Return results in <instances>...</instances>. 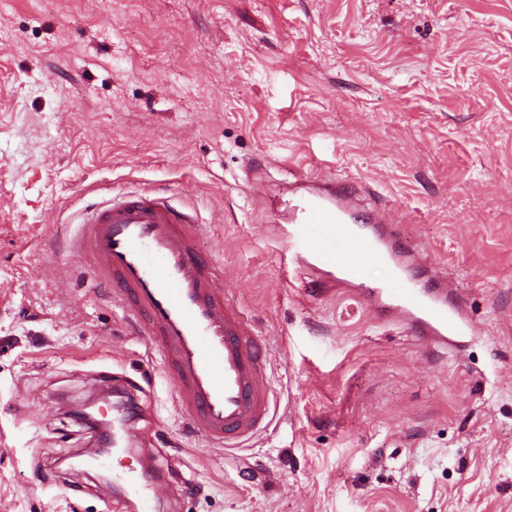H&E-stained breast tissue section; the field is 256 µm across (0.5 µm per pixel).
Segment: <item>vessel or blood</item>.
I'll list each match as a JSON object with an SVG mask.
<instances>
[{"mask_svg":"<svg viewBox=\"0 0 512 512\" xmlns=\"http://www.w3.org/2000/svg\"><path fill=\"white\" fill-rule=\"evenodd\" d=\"M75 217L80 231L71 254L92 258L93 274L133 314L140 336L164 346L177 402L207 443L230 448L268 426L274 401L262 340L227 300L213 261L193 250L201 230L196 208L175 205L156 190L119 199L97 193L82 201ZM287 241L292 258L307 268L322 247L336 246L328 279L416 335L453 350L473 331L462 304L449 299L447 283L422 284L411 251L365 211L351 186L291 200ZM379 263L390 279L367 280V270ZM123 479L139 512H155L158 486L141 485L132 473Z\"/></svg>","mask_w":512,"mask_h":512,"instance_id":"vessel-or-blood-1","label":"vessel or blood"}]
</instances>
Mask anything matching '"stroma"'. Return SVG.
I'll return each mask as SVG.
<instances>
[{
	"label": "stroma",
	"mask_w": 512,
	"mask_h": 512,
	"mask_svg": "<svg viewBox=\"0 0 512 512\" xmlns=\"http://www.w3.org/2000/svg\"><path fill=\"white\" fill-rule=\"evenodd\" d=\"M346 180L476 326L448 351L288 255ZM194 203L265 345L270 425L209 447L64 241L89 189ZM512 512V0H0V512ZM116 477L127 482L138 497L140 512H154L158 500L160 485L143 486L139 484L136 475L133 473H118Z\"/></svg>",
	"instance_id": "obj_1"
}]
</instances>
